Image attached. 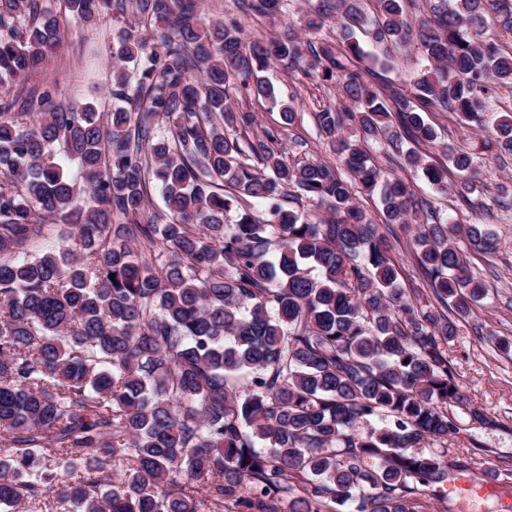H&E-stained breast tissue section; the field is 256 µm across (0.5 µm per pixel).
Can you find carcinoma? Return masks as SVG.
Returning <instances> with one entry per match:
<instances>
[{"label": "carcinoma", "mask_w": 512, "mask_h": 512, "mask_svg": "<svg viewBox=\"0 0 512 512\" xmlns=\"http://www.w3.org/2000/svg\"><path fill=\"white\" fill-rule=\"evenodd\" d=\"M197 2L66 0L80 22L123 23L101 112L10 92L64 25L42 0H0V512L49 495L62 512H415L446 491L448 344L489 291L469 253L499 242L438 219L368 147L471 201L476 154L424 115L449 110L486 156L512 155V113L485 110L512 54L478 38L512 31V0H429L414 24L416 0H376L373 19L364 0H307L299 25L255 39L233 17L200 23ZM252 7L273 25L284 0ZM358 30L415 51L410 87L369 81ZM275 65L341 87L315 125L344 172L288 163L281 129L227 133L256 122L230 93L273 96ZM290 188L312 209L286 208ZM376 194L430 296L400 286L357 202Z\"/></svg>", "instance_id": "carcinoma-1"}]
</instances>
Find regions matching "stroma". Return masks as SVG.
I'll return each mask as SVG.
<instances>
[{"label": "stroma", "instance_id": "35a3bbf8", "mask_svg": "<svg viewBox=\"0 0 512 512\" xmlns=\"http://www.w3.org/2000/svg\"><path fill=\"white\" fill-rule=\"evenodd\" d=\"M119 22L104 17L95 24L70 22L61 49L48 64L22 83L24 91L52 87L60 104L91 101L108 109L112 78L108 47L116 39ZM269 78L274 99L249 104L261 126L280 122L279 103L288 101L303 115L283 141L287 159H319L335 163L330 141L319 135L313 120L316 111L336 105L338 92L298 72L272 69ZM419 197L429 200L439 216H456L478 222L500 239L498 252L475 254L472 268L484 280L489 294L469 319L460 321L448 346V359L457 372L461 403L452 404L460 430L448 443V463L455 472L444 495L422 497L419 512H512V354L498 350L495 337H512V156L483 161L480 182L484 190L480 210L464 206L454 194L429 185L421 173L406 169ZM483 408L490 425L470 423L467 405ZM470 460L469 470L456 464Z\"/></svg>", "mask_w": 512, "mask_h": 512}]
</instances>
